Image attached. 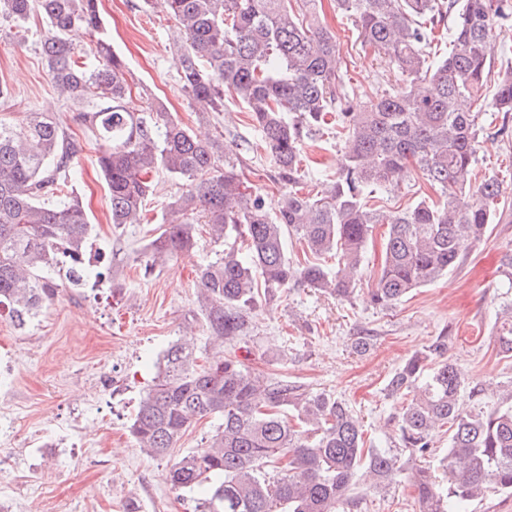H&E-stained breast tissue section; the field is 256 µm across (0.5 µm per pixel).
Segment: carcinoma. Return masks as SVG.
<instances>
[{
    "instance_id": "cac0c4a2",
    "label": "carcinoma",
    "mask_w": 512,
    "mask_h": 512,
    "mask_svg": "<svg viewBox=\"0 0 512 512\" xmlns=\"http://www.w3.org/2000/svg\"><path fill=\"white\" fill-rule=\"evenodd\" d=\"M319 0H162L177 26L179 82L201 119L242 100L261 131L281 185L277 198L249 192L243 162L224 156L218 137L202 138L163 102L128 106L132 81L104 34L99 0H0V18L46 24L40 42L51 81L79 112L97 144L112 224H148L156 180L182 182L140 256L145 272L196 244L198 225L222 246L198 268V303L207 332L232 344L252 311L297 284L347 299L356 291L376 224L389 225L369 303L388 309L457 269L505 208L500 183L477 179L476 154L488 112H512V67L493 71L496 31L512 21V0H336L354 18L365 45L395 65L403 87L360 112L349 107L340 45L320 20ZM453 17L450 48L432 53L433 29ZM82 28L87 49L68 33ZM494 93H485L489 82ZM336 115L345 138L336 177L299 193L304 139ZM83 144L46 112L0 122V308L23 327L58 294L55 271L73 285L112 279V266L85 264L93 224L70 184ZM416 174L442 200L421 199L395 212L370 208V187L395 188ZM313 259L295 263L287 239ZM336 255V267L319 262ZM499 353L512 357V303L495 322ZM439 336L389 379L402 400L399 437L426 457L442 436V472L409 469L366 438L343 400L325 391L265 381L237 356L216 349L205 363L172 343L127 424L149 457L171 456L199 420L221 423L205 446L170 465L171 488H208L197 512H354L360 484L385 488L407 476L418 512H467L490 492L512 493V387L498 404H480Z\"/></svg>"
}]
</instances>
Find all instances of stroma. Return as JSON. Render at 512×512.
I'll return each mask as SVG.
<instances>
[{
	"instance_id": "obj_1",
	"label": "stroma",
	"mask_w": 512,
	"mask_h": 512,
	"mask_svg": "<svg viewBox=\"0 0 512 512\" xmlns=\"http://www.w3.org/2000/svg\"><path fill=\"white\" fill-rule=\"evenodd\" d=\"M103 27L144 90L133 107L164 102L182 123L220 136L224 153L245 159L253 189L277 197L272 164L253 153L259 139L237 98L223 112L198 120L178 81L180 59L173 45L175 22L160 6L142 0H101ZM322 19L340 42L339 67L355 89L349 103L397 88L394 71L365 47L351 20L322 0ZM41 21L0 30V83L13 91L0 102V121L14 123L28 112H51L69 133L85 140L84 127L63 105L39 52ZM342 144L326 134L306 140L305 189L335 176ZM86 147L72 182L94 226L93 251L111 260L115 277L98 287L61 283L58 296L24 327L0 310V505L5 512H193L197 494L185 496L165 479L170 459H153L126 431L151 383L159 354L177 339H191L214 352L198 310L195 271L217 251L207 233L196 247L144 275L134 258L149 237L145 224L114 228L106 185ZM477 170L497 177L509 206L461 268L416 289L395 307L381 310L366 300L380 271L387 225H376L363 258L356 293L347 300L298 286L261 303L253 331L234 346L257 374L298 382L345 399L365 433L380 448L399 450L398 399L389 377L440 335H452L449 354L469 385L482 387L481 403H496V390L512 384V358L499 355L493 337L496 314L507 297L503 259L512 252V112L487 115Z\"/></svg>"
}]
</instances>
